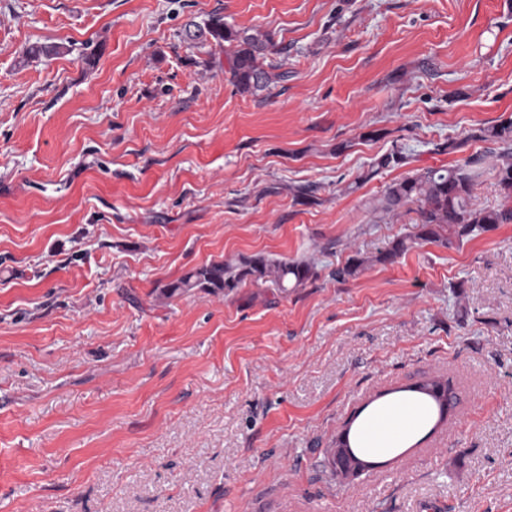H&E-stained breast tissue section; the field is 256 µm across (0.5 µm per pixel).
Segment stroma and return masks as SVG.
<instances>
[{
  "mask_svg": "<svg viewBox=\"0 0 512 512\" xmlns=\"http://www.w3.org/2000/svg\"><path fill=\"white\" fill-rule=\"evenodd\" d=\"M214 15L287 80L241 92L183 36ZM510 118L512 0H0V512H512V222L447 246L379 207ZM260 255L313 274L161 293ZM426 378L447 420L335 474ZM333 455L336 459V472L343 477L355 475L370 466V462L364 461L352 453L351 448L334 449Z\"/></svg>",
  "mask_w": 512,
  "mask_h": 512,
  "instance_id": "stroma-1",
  "label": "stroma"
}]
</instances>
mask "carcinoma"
I'll return each instance as SVG.
<instances>
[{"label":"carcinoma","instance_id":"carcinoma-1","mask_svg":"<svg viewBox=\"0 0 512 512\" xmlns=\"http://www.w3.org/2000/svg\"><path fill=\"white\" fill-rule=\"evenodd\" d=\"M185 37L196 43L209 41L231 47L229 64L237 88L243 92L262 90L270 84L284 81L288 73L273 74L261 64L273 42L266 34L251 33L224 23L220 17L206 22L193 23L185 30ZM468 139L491 142L502 147L503 162L493 166L501 189L512 196V120L478 127L470 132ZM408 156L400 150L382 155L373 164L371 174L381 169L407 163ZM487 156L471 155L463 163L448 168L424 169L386 188L382 209L393 212L408 204L419 207V238L440 241L446 245L454 238H463L475 232L484 231L496 224L512 221V210H488L478 207L472 199V185L486 163ZM313 275L309 264L299 261L269 259L257 256L244 262L240 267L221 262L199 266L180 279L165 285L161 294L167 298L201 290L219 295L232 291L243 282L251 280L286 287L293 281V287L303 285Z\"/></svg>","mask_w":512,"mask_h":512}]
</instances>
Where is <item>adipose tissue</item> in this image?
Instances as JSON below:
<instances>
[{
    "label": "adipose tissue",
    "instance_id": "ef3b65f1",
    "mask_svg": "<svg viewBox=\"0 0 512 512\" xmlns=\"http://www.w3.org/2000/svg\"><path fill=\"white\" fill-rule=\"evenodd\" d=\"M425 418L420 404H391L373 413L362 425L361 434L367 447L388 448L419 429Z\"/></svg>",
    "mask_w": 512,
    "mask_h": 512
}]
</instances>
